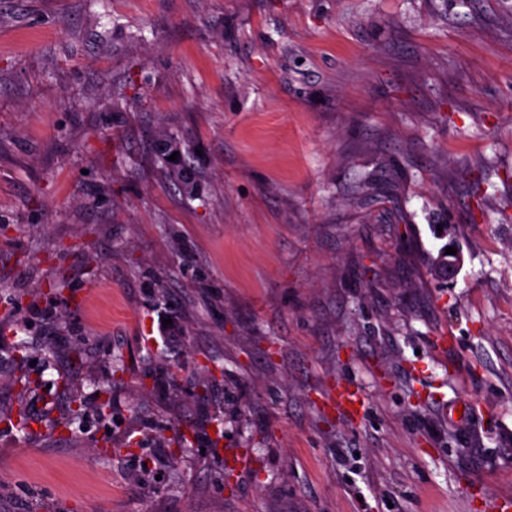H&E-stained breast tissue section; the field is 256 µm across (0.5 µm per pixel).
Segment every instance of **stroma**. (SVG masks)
<instances>
[{
    "mask_svg": "<svg viewBox=\"0 0 512 512\" xmlns=\"http://www.w3.org/2000/svg\"><path fill=\"white\" fill-rule=\"evenodd\" d=\"M504 496L512 0H0V512Z\"/></svg>",
    "mask_w": 512,
    "mask_h": 512,
    "instance_id": "stroma-1",
    "label": "stroma"
}]
</instances>
